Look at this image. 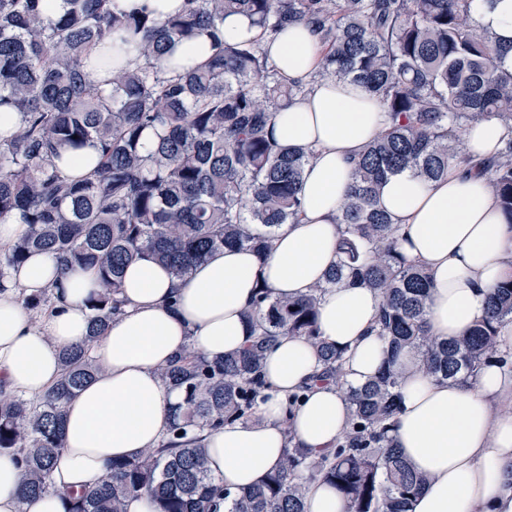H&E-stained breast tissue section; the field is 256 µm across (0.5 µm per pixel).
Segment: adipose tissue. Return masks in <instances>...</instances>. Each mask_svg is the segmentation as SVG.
<instances>
[{"instance_id": "ef3b65f1", "label": "adipose tissue", "mask_w": 512, "mask_h": 512, "mask_svg": "<svg viewBox=\"0 0 512 512\" xmlns=\"http://www.w3.org/2000/svg\"><path fill=\"white\" fill-rule=\"evenodd\" d=\"M470 18L507 45L501 69L512 71V0H473ZM270 64L287 80L307 86L279 113L274 136L283 145L312 150L300 193L301 218L280 225L266 260L243 249L215 253L182 282L150 260L123 273L120 311L91 351L102 371L64 407V450L41 497L23 498L14 454L0 453V512H65L64 493L97 487L112 460L156 446L166 435L180 389L164 384L158 367L191 346L211 359L251 341L243 317L262 280L280 296L297 298L321 283L340 259L337 217L353 162L377 136L384 114L359 85L315 79L319 41L302 22L264 41ZM208 32L175 46L159 61L178 75L213 53ZM511 131L497 120L462 133L478 159L495 157ZM382 207L398 226L403 256L425 267L432 282L431 335H466L486 316L488 293L512 276V225L485 180L449 166L443 178L423 182L403 173L388 179ZM92 269L61 272L47 253L32 255L0 279V390L40 398L62 376L59 352L81 342L91 311ZM48 292L52 306L32 317L21 295ZM380 307L368 288H331L319 302L323 340L344 349V379L360 386L390 359L374 330ZM408 376L400 390L394 434L403 456L429 481L409 512H512V370L484 366L472 385L427 376L414 355L399 358ZM323 367L306 341L278 337L263 367L268 398L259 418L205 431L210 469L232 490L258 483L279 462L287 438L312 452L334 447L348 427L341 387L320 382ZM303 400L289 408L288 397Z\"/></svg>"}]
</instances>
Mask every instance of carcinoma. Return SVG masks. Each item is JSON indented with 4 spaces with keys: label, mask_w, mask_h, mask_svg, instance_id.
Returning a JSON list of instances; mask_svg holds the SVG:
<instances>
[{
    "label": "carcinoma",
    "mask_w": 512,
    "mask_h": 512,
    "mask_svg": "<svg viewBox=\"0 0 512 512\" xmlns=\"http://www.w3.org/2000/svg\"><path fill=\"white\" fill-rule=\"evenodd\" d=\"M47 18L40 0H0V109L22 115L0 137V222L21 214L29 231L0 249V275L34 253L53 256L62 272L92 268L97 290L87 303L88 335L61 352L63 376L39 402L0 391V451L16 454L23 492L35 498L62 443L63 405L101 372L90 352L120 310L124 268L139 260L167 265L175 278L224 248L262 258L276 228L298 216V192L311 152L273 134L275 114L306 94L268 63L261 40L228 42L218 24L243 15L271 36L291 22L311 26L323 46L318 76L362 86L387 117L386 128L354 164L338 216L342 257L325 282L296 298L257 285L245 311L254 340L222 360L187 347L159 377L184 393L166 437L134 458L114 461L93 491L70 496L67 512H126L147 493L158 512H212L216 495L227 512H304L303 472L333 487L347 512H408L427 477L398 453L392 426L405 373L388 366L361 387L343 381V351L317 332L320 294L337 286L379 292L377 335L391 359L403 350L437 381L469 383L489 362L512 367L501 349L512 325V279L488 295L485 319L461 339L428 331L431 284L424 269L397 249V228L381 208L379 188L405 171L424 181L443 177L456 161L484 176L512 225V136L478 165L467 156L461 127L495 118L512 130V72L499 69L495 40L470 21L472 0H184L158 20L115 13L110 0H64ZM211 31L214 53L184 75L157 61L177 44ZM136 41L143 63L115 68L105 94L86 70L88 53L115 32ZM154 132L155 143L143 137ZM94 146L97 167L72 178L53 161L62 148ZM29 310L48 294L22 297ZM279 336H298L317 350L323 377L344 388L351 419L344 437L320 457L288 442L277 467L259 484L219 491L201 434L253 417L268 389L261 367Z\"/></svg>",
    "instance_id": "obj_1"
}]
</instances>
